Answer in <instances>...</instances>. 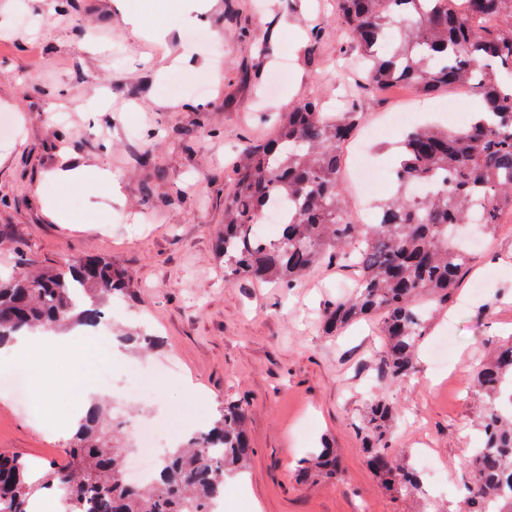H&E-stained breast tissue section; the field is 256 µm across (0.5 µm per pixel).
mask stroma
<instances>
[{
  "label": "stroma",
  "instance_id": "obj_1",
  "mask_svg": "<svg viewBox=\"0 0 512 512\" xmlns=\"http://www.w3.org/2000/svg\"><path fill=\"white\" fill-rule=\"evenodd\" d=\"M21 13L29 24L13 26ZM129 13L163 29V41L134 37ZM357 60L334 0H215L191 21L160 0H58L50 14L44 0H0V114L14 127L0 139V271L20 254L44 270L84 255L129 274L106 337L75 328L45 358L29 389L34 412L0 392L1 454L39 469L62 461L66 437L52 423L89 389L176 444L231 403L246 411L253 452L227 477L223 512H459L464 462L482 439L474 373L512 336V224L475 252L408 382L377 374L375 319L325 333V307L354 292L343 266L319 265L290 289L230 284L215 251L234 160L291 105L353 104L366 127L412 108L448 126L449 93L427 103L406 87L355 93ZM88 164L118 176L119 200L53 178ZM57 204L70 223L54 221ZM123 331L158 344L109 358L106 341ZM376 394L399 413L392 453L413 465L428 452L448 487L399 495L381 485L360 437ZM324 446L340 475L298 481L300 461Z\"/></svg>",
  "mask_w": 512,
  "mask_h": 512
}]
</instances>
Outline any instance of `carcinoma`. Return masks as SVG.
<instances>
[{
  "mask_svg": "<svg viewBox=\"0 0 512 512\" xmlns=\"http://www.w3.org/2000/svg\"><path fill=\"white\" fill-rule=\"evenodd\" d=\"M337 15L370 65L369 92L405 85L433 93L468 86L482 101L484 118L465 129L416 128L400 144L396 193L377 206L376 223L344 220L340 147L358 130L356 107L328 119L321 104L294 107L276 135L247 147L224 197V234L215 242L227 281L265 280L293 288L317 264L348 262L357 272L353 297L325 311V329L337 332L363 316L379 318L386 338L383 376L408 381L425 335V299L444 308L468 273L471 253L457 232L481 207L480 231L492 233L512 218V0H336ZM509 17L504 29L498 20ZM400 35L387 54L379 42ZM274 201L290 204L280 233L264 241L256 220ZM125 271L102 258L75 256L40 274L19 263L0 280V345L37 329L97 328L112 295L124 290ZM487 402L483 441L467 460L465 512H512V341L475 374ZM394 419L382 396L363 426L367 464L397 494L420 486V473L389 451ZM112 408L95 405L65 443V460L32 480L28 462L0 454V512H29L35 491L57 497L66 512H217L226 476L252 452L245 411L224 409L212 425L167 450L154 480L134 485L123 460ZM338 474L335 449L300 463L304 479Z\"/></svg>",
  "mask_w": 512,
  "mask_h": 512,
  "instance_id": "obj_1",
  "label": "carcinoma"
}]
</instances>
